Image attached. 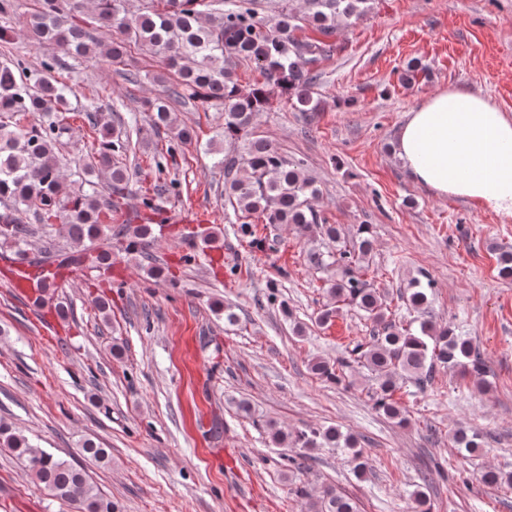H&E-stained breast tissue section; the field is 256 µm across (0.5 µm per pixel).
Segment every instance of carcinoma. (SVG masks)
Wrapping results in <instances>:
<instances>
[{"label":"carcinoma","instance_id":"cac0c4a2","mask_svg":"<svg viewBox=\"0 0 512 512\" xmlns=\"http://www.w3.org/2000/svg\"><path fill=\"white\" fill-rule=\"evenodd\" d=\"M282 0L277 14L259 16L256 0H145L134 15L125 0H33L23 25L37 43L54 44L74 62L100 58L121 69L133 54L148 50L158 59L160 83H170L163 95L141 103L149 129L168 127L173 142L166 154L192 141L194 131L175 124L170 99L193 102L208 112L224 113V131L214 150L224 166V192L233 209L260 214L268 224H285L303 232L312 225L336 243V251L312 249L310 265L333 270L327 294L361 312L373 323V336L355 344L348 358L331 363L321 357L309 361L310 372L336 384L355 361L371 374V399L390 420L407 421V410L394 399L408 382L423 388L437 369L482 374L484 364L468 337L451 326L436 323L429 311L431 285L412 282L402 294L405 305L419 314L418 327L388 318L384 294L364 278L373 249L370 225L361 224L352 247L340 244L341 233L326 223L313 205L318 194L314 181L300 164L288 159L268 140L256 135V116L270 109L277 96L291 101L300 112H318L314 98L317 64L330 57L332 38L353 21L367 15L375 0H303L300 10ZM310 30L313 35H305ZM106 32L108 41L99 39ZM252 64L262 77L245 92L236 77L239 63ZM67 64L57 58L31 69L23 61L0 62V249L38 269L34 280L55 287L66 269L109 268L112 252L105 243L126 239L130 253L149 257L154 243V216L161 209L154 197H143L151 217L143 224H112V207L129 189L127 166L118 158L131 150L129 134L108 123L92 122L97 147L89 159L79 154L70 162L81 171L80 188H69L63 163L70 127L58 113L73 112L72 87L51 75ZM28 112H42L38 125L21 123ZM106 179L107 192L96 178ZM41 235L48 247L33 253V239ZM499 274L512 278V249H498ZM271 441L301 448H344L350 451L354 472L363 474L367 460L356 438L338 426L285 432L267 425ZM456 442L467 453L480 447V437L460 431ZM0 447L23 458L32 477L58 500L72 503L78 512H118L117 505L90 485L81 469L69 460L33 447L28 439L0 424ZM309 512H357L354 501L326 488L309 503Z\"/></svg>","mask_w":512,"mask_h":512}]
</instances>
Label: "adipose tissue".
<instances>
[{
    "instance_id": "1",
    "label": "adipose tissue",
    "mask_w": 512,
    "mask_h": 512,
    "mask_svg": "<svg viewBox=\"0 0 512 512\" xmlns=\"http://www.w3.org/2000/svg\"><path fill=\"white\" fill-rule=\"evenodd\" d=\"M393 153L413 179L512 216V117L490 98L443 89L408 112Z\"/></svg>"
}]
</instances>
